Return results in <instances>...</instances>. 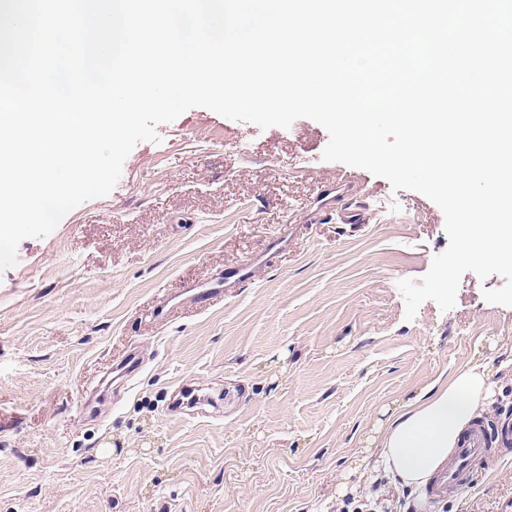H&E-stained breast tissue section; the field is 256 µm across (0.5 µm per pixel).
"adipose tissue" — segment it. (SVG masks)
Instances as JSON below:
<instances>
[{
  "label": "adipose tissue",
  "instance_id": "obj_1",
  "mask_svg": "<svg viewBox=\"0 0 512 512\" xmlns=\"http://www.w3.org/2000/svg\"><path fill=\"white\" fill-rule=\"evenodd\" d=\"M490 395L489 373L477 363L408 399L375 441L387 471L405 486L428 482Z\"/></svg>",
  "mask_w": 512,
  "mask_h": 512
}]
</instances>
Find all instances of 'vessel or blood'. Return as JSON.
I'll return each instance as SVG.
<instances>
[{"instance_id":"1","label":"vessel or blood","mask_w":512,"mask_h":512,"mask_svg":"<svg viewBox=\"0 0 512 512\" xmlns=\"http://www.w3.org/2000/svg\"><path fill=\"white\" fill-rule=\"evenodd\" d=\"M315 203L312 219L317 223L334 221L340 224H366L372 218L364 185L358 181L346 180L333 186L318 183ZM264 262L263 255L252 254L226 268L223 284L214 287L205 284L193 285L183 292L182 299L200 305L211 303L224 292H232L253 283ZM143 367L144 358L141 352L135 348L130 349L113 365L112 379L119 385L128 384L138 377ZM491 452L492 442L481 427L474 426L464 431L458 439L452 463L441 468L425 486L423 496L427 503L446 501L473 487L479 466L489 462Z\"/></svg>"}]
</instances>
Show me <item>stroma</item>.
Wrapping results in <instances>:
<instances>
[{
  "mask_svg": "<svg viewBox=\"0 0 512 512\" xmlns=\"http://www.w3.org/2000/svg\"><path fill=\"white\" fill-rule=\"evenodd\" d=\"M138 143L107 195L20 242L0 273V512H336L407 398L470 363L492 370L484 423L512 417V306L465 273L455 306L406 320L397 284L449 240L426 196L322 161L324 127L260 130L194 107ZM374 190L369 224H310L315 180ZM256 281L206 308L210 282L282 229ZM140 375L81 405L128 349ZM453 512H512V450Z\"/></svg>",
  "mask_w": 512,
  "mask_h": 512,
  "instance_id": "1",
  "label": "stroma"
}]
</instances>
